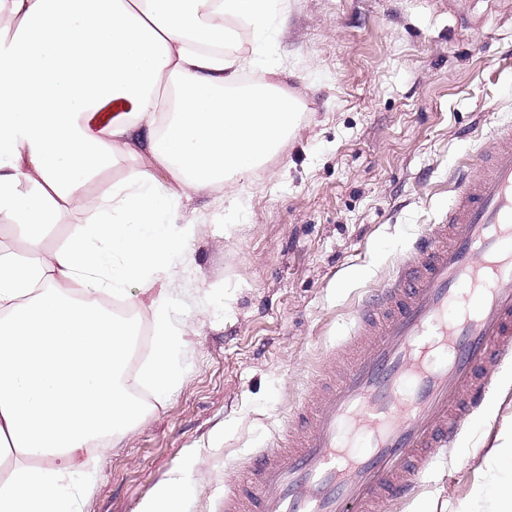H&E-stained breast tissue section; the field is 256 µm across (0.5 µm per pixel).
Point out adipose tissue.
Here are the masks:
<instances>
[{
	"label": "adipose tissue",
	"mask_w": 512,
	"mask_h": 512,
	"mask_svg": "<svg viewBox=\"0 0 512 512\" xmlns=\"http://www.w3.org/2000/svg\"><path fill=\"white\" fill-rule=\"evenodd\" d=\"M281 0H0V216L31 255H0V447L47 458L0 485V512H78L93 475L75 454L140 416L123 381L132 325L99 303L155 291L152 355L141 382L164 401L183 380L172 324L174 259L200 227L176 221L184 197L248 178L295 129L299 100L267 84L235 93L262 65ZM253 31L250 56L230 25ZM135 162L95 224L49 256L38 247L71 200L115 158ZM171 177L161 184L156 168ZM478 488L512 512V444L487 454Z\"/></svg>",
	"instance_id": "ef3b65f1"
}]
</instances>
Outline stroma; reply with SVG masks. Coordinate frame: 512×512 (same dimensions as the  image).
I'll list each match as a JSON object with an SVG mask.
<instances>
[{
  "instance_id": "stroma-1",
  "label": "stroma",
  "mask_w": 512,
  "mask_h": 512,
  "mask_svg": "<svg viewBox=\"0 0 512 512\" xmlns=\"http://www.w3.org/2000/svg\"><path fill=\"white\" fill-rule=\"evenodd\" d=\"M512 0H290L266 57L303 108L250 180L192 195L179 220L201 233L175 260L183 382L117 445L87 446L96 479L80 512H141L187 473L179 512H224L236 464L267 447L316 383L320 355L351 311L439 223L457 165L512 121ZM131 162L91 177L40 245L63 247L95 217ZM512 430V355L447 465L381 512H458L489 448Z\"/></svg>"
}]
</instances>
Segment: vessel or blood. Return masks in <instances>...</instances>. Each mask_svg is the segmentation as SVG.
Wrapping results in <instances>:
<instances>
[{"instance_id":"obj_1","label":"vessel or blood","mask_w":512,"mask_h":512,"mask_svg":"<svg viewBox=\"0 0 512 512\" xmlns=\"http://www.w3.org/2000/svg\"><path fill=\"white\" fill-rule=\"evenodd\" d=\"M440 223L354 310L328 381L237 467L224 512H378L409 500L512 353V127L466 158Z\"/></svg>"}]
</instances>
